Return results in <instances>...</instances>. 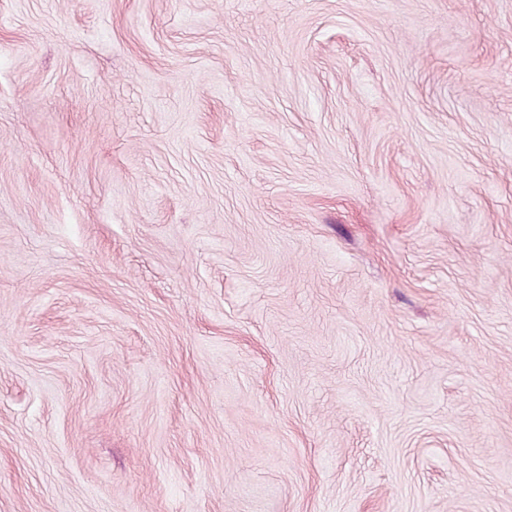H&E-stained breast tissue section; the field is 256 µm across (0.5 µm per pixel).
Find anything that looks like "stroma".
Here are the masks:
<instances>
[{
  "label": "stroma",
  "mask_w": 512,
  "mask_h": 512,
  "mask_svg": "<svg viewBox=\"0 0 512 512\" xmlns=\"http://www.w3.org/2000/svg\"><path fill=\"white\" fill-rule=\"evenodd\" d=\"M0 512H512V0H0Z\"/></svg>",
  "instance_id": "35a3bbf8"
}]
</instances>
